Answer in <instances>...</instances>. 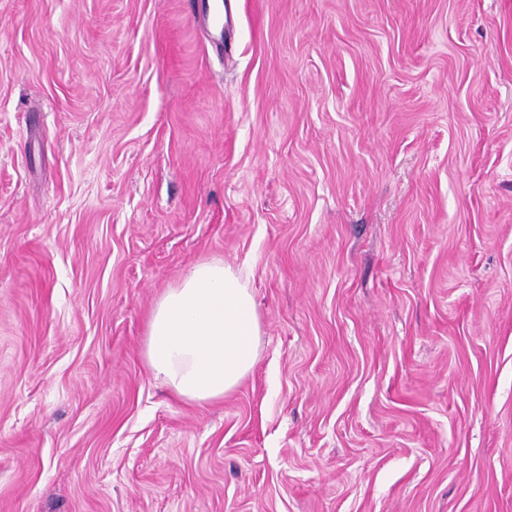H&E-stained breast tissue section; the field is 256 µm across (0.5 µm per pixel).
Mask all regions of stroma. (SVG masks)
<instances>
[{"label":"stroma","instance_id":"1","mask_svg":"<svg viewBox=\"0 0 512 512\" xmlns=\"http://www.w3.org/2000/svg\"><path fill=\"white\" fill-rule=\"evenodd\" d=\"M0 0V512H512V0ZM260 357L144 358L199 261ZM144 358L150 371L187 402L224 398L254 367L262 325L249 274L222 260L195 264L153 305Z\"/></svg>","mask_w":512,"mask_h":512}]
</instances>
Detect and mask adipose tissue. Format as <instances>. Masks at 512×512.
<instances>
[{"label":"adipose tissue","instance_id":"1","mask_svg":"<svg viewBox=\"0 0 512 512\" xmlns=\"http://www.w3.org/2000/svg\"><path fill=\"white\" fill-rule=\"evenodd\" d=\"M261 336L248 273L203 261L156 300L144 358L176 395L202 405L222 399L252 370Z\"/></svg>","mask_w":512,"mask_h":512}]
</instances>
